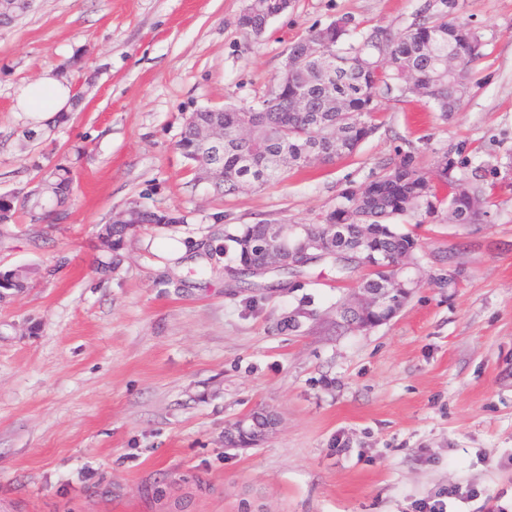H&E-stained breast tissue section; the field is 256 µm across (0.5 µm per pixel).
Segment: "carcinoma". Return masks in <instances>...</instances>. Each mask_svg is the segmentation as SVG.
I'll use <instances>...</instances> for the list:
<instances>
[{
  "label": "carcinoma",
  "mask_w": 512,
  "mask_h": 512,
  "mask_svg": "<svg viewBox=\"0 0 512 512\" xmlns=\"http://www.w3.org/2000/svg\"><path fill=\"white\" fill-rule=\"evenodd\" d=\"M288 7V0H249L238 18V25L247 36H260L268 21ZM31 7L27 0H4L0 3V23H10L25 16ZM461 24L445 14L422 12L407 30L392 33L373 27L361 40L346 49L333 46L332 74H311L307 79L288 76L276 78L269 93L248 107L226 106L222 109L202 108L185 118L177 148L190 169L198 173L213 163L211 155L197 140L198 128L215 120L224 123V150L218 158L222 171L211 179L214 192L235 195L248 187L262 186L284 178L288 168H304V157L315 152L320 163L326 164L353 154L360 142L382 124L380 101L396 93L400 97L417 96L432 102L443 119L459 110L457 85L467 75L483 53V43L473 35L469 46L471 61L458 73L448 76V49L460 45ZM299 89L306 100L303 109H294L278 92V84ZM448 158L440 161V172L432 177L419 170L412 155L405 154L385 164L377 179L378 190H366L361 196L353 191L343 193L336 209L326 213L316 224L306 225L312 234L326 233V225L346 216V235L361 245L363 253L377 251L382 255L386 271L365 288H377V279L401 273L399 258L417 242L414 231L393 229L377 237L369 226L389 224L407 217L425 214L440 221L448 220L441 205L448 192ZM403 176L401 193L385 189L391 176ZM36 189L21 198L0 196V225L64 224L69 210L46 208L42 201H56L57 195L70 190L73 182L72 158L65 156L51 168L38 170ZM464 194L482 204L489 203L490 188L480 175L465 183ZM121 213L123 220L104 225L100 236L113 258L98 266L102 273L112 271L129 230L138 224H180L184 218L167 212H153L138 205ZM276 223L258 222L239 227H224L222 242L211 239L203 244L200 255L208 261L224 262V268L246 267L253 274L237 282L249 289H262L256 271L271 259L268 248L273 241Z\"/></svg>",
  "instance_id": "carcinoma-1"
}]
</instances>
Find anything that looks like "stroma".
Returning <instances> with one entry per match:
<instances>
[{"label":"stroma","instance_id":"obj_1","mask_svg":"<svg viewBox=\"0 0 512 512\" xmlns=\"http://www.w3.org/2000/svg\"><path fill=\"white\" fill-rule=\"evenodd\" d=\"M246 4L34 0L0 24V195L87 148L67 223L0 228V272L30 282L0 300V512H415L454 486L448 512H512V0H289L257 38ZM424 7L484 44L452 117L383 100L354 154L235 196L188 171L191 112L255 104L311 31L343 18L355 43ZM64 63L86 98L29 139L18 91ZM407 152L496 189L489 223L418 228L419 286L385 324L337 326L352 288L330 266L251 292L196 256L228 225L317 223ZM132 203L184 221L130 232L100 275L101 228ZM259 409L268 439L225 447Z\"/></svg>","mask_w":512,"mask_h":512}]
</instances>
